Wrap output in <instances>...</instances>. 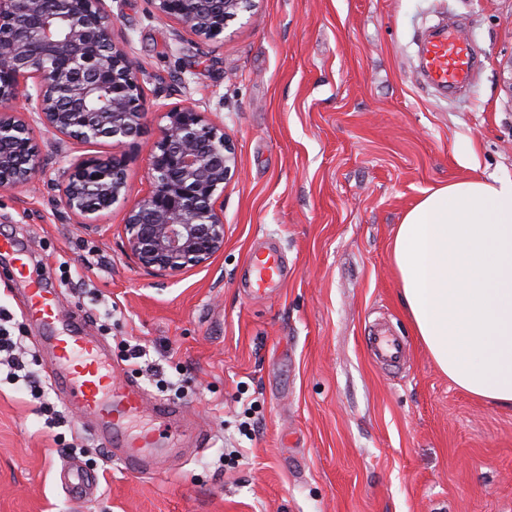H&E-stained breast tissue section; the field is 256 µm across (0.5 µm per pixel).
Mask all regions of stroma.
Wrapping results in <instances>:
<instances>
[{"instance_id": "stroma-1", "label": "stroma", "mask_w": 512, "mask_h": 512, "mask_svg": "<svg viewBox=\"0 0 512 512\" xmlns=\"http://www.w3.org/2000/svg\"><path fill=\"white\" fill-rule=\"evenodd\" d=\"M144 73L151 106L127 147L131 199L150 188L158 105L189 101L223 126L238 174L224 187V250L158 274L126 249L120 202L96 224L57 204L73 146L44 128L37 191L0 190V231L108 342L116 381L185 407L158 475L126 472L48 377V354L0 260V308L23 330L31 383L0 373V512H512V410L452 383L415 336L391 257L396 228L427 190L468 176L512 179V0H254L203 42L149 0H105ZM454 18L482 66L442 98L416 42ZM274 244L286 281L247 288L254 249ZM389 323L409 344L379 369L365 337ZM145 347L126 361L122 342ZM258 425L244 434L243 400ZM80 461L96 494L72 500L59 471Z\"/></svg>"}]
</instances>
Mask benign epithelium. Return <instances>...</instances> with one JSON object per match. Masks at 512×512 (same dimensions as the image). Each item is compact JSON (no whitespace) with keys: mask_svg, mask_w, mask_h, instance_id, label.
<instances>
[{"mask_svg":"<svg viewBox=\"0 0 512 512\" xmlns=\"http://www.w3.org/2000/svg\"><path fill=\"white\" fill-rule=\"evenodd\" d=\"M155 14L203 41L224 35L252 0H150ZM104 0H0V190L36 187L45 162L36 122L62 141L116 145L138 139L149 108L144 77L114 36ZM147 150L148 193L126 211L130 255L143 267L176 273L224 251L226 184L237 171L224 129L190 103L164 106ZM129 158L81 155L69 161L58 205L79 224L127 199Z\"/></svg>","mask_w":512,"mask_h":512,"instance_id":"7a95c632","label":"benign epithelium"}]
</instances>
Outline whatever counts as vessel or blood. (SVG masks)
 I'll use <instances>...</instances> for the list:
<instances>
[{
	"label": "vessel or blood",
	"mask_w": 512,
	"mask_h": 512,
	"mask_svg": "<svg viewBox=\"0 0 512 512\" xmlns=\"http://www.w3.org/2000/svg\"><path fill=\"white\" fill-rule=\"evenodd\" d=\"M421 64L433 87L452 93L472 78V47L457 33L443 30L424 42ZM0 253L11 257L14 275L29 283L22 313L47 333L45 342L53 351L51 381L63 391L66 402L82 413L106 447L121 449L120 461L125 471L155 474L157 457L164 445L162 429L181 417L182 405L158 399L148 407L137 382L129 379L123 385H115L112 352L85 329L83 314L74 310L68 317H61L57 290L31 280L25 254L12 237H0ZM284 278V263L277 249H269L255 260L251 283L254 294H265L282 284ZM368 350L379 365L400 364L408 355L404 340L386 330L370 337ZM147 407L158 420V427L130 433V418ZM61 471L69 495L80 499L95 494L96 480L78 461L67 462Z\"/></svg>",
	"instance_id": "1"
}]
</instances>
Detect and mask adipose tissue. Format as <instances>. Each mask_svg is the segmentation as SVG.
Returning a JSON list of instances; mask_svg holds the SVG:
<instances>
[{
    "instance_id": "obj_1",
    "label": "adipose tissue",
    "mask_w": 512,
    "mask_h": 512,
    "mask_svg": "<svg viewBox=\"0 0 512 512\" xmlns=\"http://www.w3.org/2000/svg\"><path fill=\"white\" fill-rule=\"evenodd\" d=\"M393 262L410 325L440 370L512 409V180L427 191L398 226Z\"/></svg>"
}]
</instances>
